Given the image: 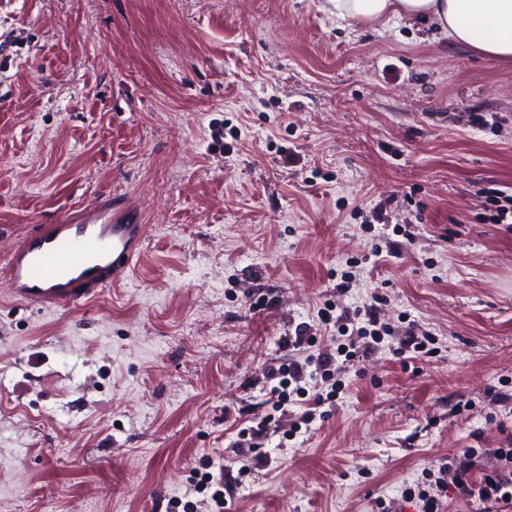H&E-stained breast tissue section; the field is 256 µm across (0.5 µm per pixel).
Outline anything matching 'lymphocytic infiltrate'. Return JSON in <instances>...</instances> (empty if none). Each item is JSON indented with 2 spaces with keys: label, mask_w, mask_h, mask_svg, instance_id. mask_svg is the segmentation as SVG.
Here are the masks:
<instances>
[{
  "label": "lymphocytic infiltrate",
  "mask_w": 512,
  "mask_h": 512,
  "mask_svg": "<svg viewBox=\"0 0 512 512\" xmlns=\"http://www.w3.org/2000/svg\"><path fill=\"white\" fill-rule=\"evenodd\" d=\"M319 316L324 322L335 324V346L318 347L310 327L296 328L294 335L281 339L282 347L289 352L287 360L267 371L273 382L272 409L300 406L298 422L305 426L314 420V407L325 401L323 393L309 392L308 383L330 380L338 362L352 365L369 357L383 337L392 333L390 324L381 319L372 303L355 308L328 303L320 309ZM306 345L318 347V354L300 357L298 351ZM453 465L455 487L463 498L475 504L476 512H502L503 508L512 507V448H465Z\"/></svg>",
  "instance_id": "1"
}]
</instances>
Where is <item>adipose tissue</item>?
<instances>
[{
  "label": "adipose tissue",
  "instance_id": "1",
  "mask_svg": "<svg viewBox=\"0 0 512 512\" xmlns=\"http://www.w3.org/2000/svg\"><path fill=\"white\" fill-rule=\"evenodd\" d=\"M337 18L432 20L443 34L486 57L512 58V0H329Z\"/></svg>",
  "mask_w": 512,
  "mask_h": 512
}]
</instances>
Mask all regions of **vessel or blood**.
<instances>
[{
	"mask_svg": "<svg viewBox=\"0 0 512 512\" xmlns=\"http://www.w3.org/2000/svg\"><path fill=\"white\" fill-rule=\"evenodd\" d=\"M140 239L130 209L90 207L79 221L62 219L21 242L8 262L12 291L32 303H81L131 268Z\"/></svg>",
	"mask_w": 512,
	"mask_h": 512,
	"instance_id": "b4317fda",
	"label": "vessel or blood"
}]
</instances>
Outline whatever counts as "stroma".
Listing matches in <instances>:
<instances>
[{
	"label": "stroma",
	"mask_w": 512,
	"mask_h": 512,
	"mask_svg": "<svg viewBox=\"0 0 512 512\" xmlns=\"http://www.w3.org/2000/svg\"><path fill=\"white\" fill-rule=\"evenodd\" d=\"M482 187L512 192V63L429 22L0 0V512H207L195 471L223 472L225 512H419L425 471L512 431V227ZM111 191L140 212L135 268L76 308L15 297V247ZM376 293L395 335L242 471L281 337L332 344L321 303ZM407 328L434 356L399 359Z\"/></svg>",
	"instance_id": "obj_1"
}]
</instances>
